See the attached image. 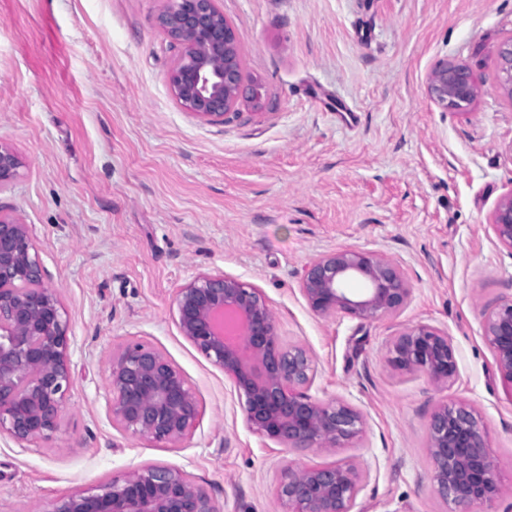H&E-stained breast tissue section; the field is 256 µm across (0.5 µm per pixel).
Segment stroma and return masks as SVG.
I'll return each instance as SVG.
<instances>
[{"label": "stroma", "mask_w": 512, "mask_h": 512, "mask_svg": "<svg viewBox=\"0 0 512 512\" xmlns=\"http://www.w3.org/2000/svg\"><path fill=\"white\" fill-rule=\"evenodd\" d=\"M165 4L0 0V142L21 159L0 205L33 226L74 336L59 430L28 448L0 437V512H51L149 465L186 471L219 512H286L285 470L339 461L361 476L356 512H451L427 425L454 402L476 411L512 488V396L482 329L512 300V254L490 226L512 192V99L497 81L512 0H216L265 96L213 122L169 94L179 49L153 24ZM442 59L484 81L467 112L427 94ZM343 249L394 261L404 308L312 312L299 272ZM200 272L260 289L284 344L314 358L310 395L356 409L360 436L289 450L249 429L243 397L176 325V292ZM418 324L447 333L455 381L388 365L393 336ZM129 339L160 350L199 400L178 447L112 425L109 365Z\"/></svg>", "instance_id": "35a3bbf8"}]
</instances>
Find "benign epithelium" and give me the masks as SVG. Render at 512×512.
<instances>
[{"mask_svg": "<svg viewBox=\"0 0 512 512\" xmlns=\"http://www.w3.org/2000/svg\"><path fill=\"white\" fill-rule=\"evenodd\" d=\"M156 25L180 48L167 78L178 106L203 121H217L242 101L262 103L261 84L246 82L237 31L216 0H167ZM498 78L512 97V38L499 48ZM426 87L445 112L469 108L480 91L466 66L446 59L430 70ZM19 167L15 152L0 143V193L13 186ZM491 227L512 253V192L497 204ZM47 277L30 225L0 209V436L21 448L57 431L73 385L69 319L57 293L45 285ZM301 291L314 313L342 312L360 321L398 312L411 295L395 263L358 250L330 252L309 263ZM175 320L182 336L245 398V419L254 433L306 450L336 448L362 432V416L353 407L308 394L312 356L303 346L283 344L258 289L222 273H200L178 289ZM483 331L500 380L512 390V300L485 313ZM388 362L441 383L458 374L447 333L430 324L398 333L389 344ZM107 403L113 425L159 446L186 440L202 416L187 377L159 350L133 340L111 360ZM428 440L434 492L453 505V512H474L504 495L487 432L468 406L438 407ZM359 482L350 464L289 469L277 494L288 512H354ZM51 512L217 508L212 495L184 470L152 465L63 498Z\"/></svg>", "mask_w": 512, "mask_h": 512, "instance_id": "7a95c632", "label": "benign epithelium"}]
</instances>
